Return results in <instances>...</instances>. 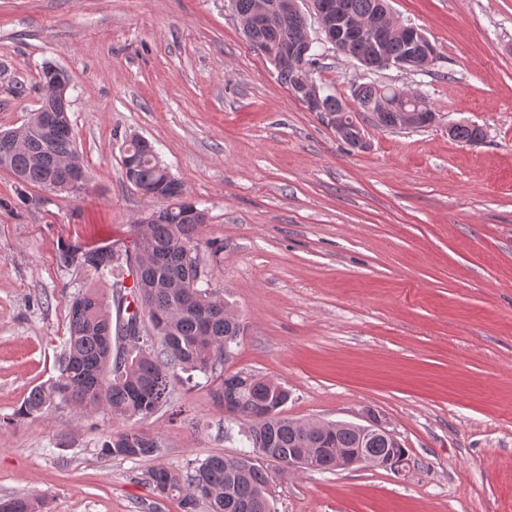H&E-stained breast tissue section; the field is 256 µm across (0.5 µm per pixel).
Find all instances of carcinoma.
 Returning a JSON list of instances; mask_svg holds the SVG:
<instances>
[{"label":"carcinoma","mask_w":512,"mask_h":512,"mask_svg":"<svg viewBox=\"0 0 512 512\" xmlns=\"http://www.w3.org/2000/svg\"><path fill=\"white\" fill-rule=\"evenodd\" d=\"M288 38L276 25L255 30L249 42L259 53ZM340 54L361 61L368 44L351 35ZM384 86L371 81L354 90L362 112L378 109ZM456 140L477 145L484 139L480 127L462 124ZM135 160L125 169L127 179L143 195L164 199L170 210L144 230H136L120 252L109 246L65 245L59 253L66 267L84 269L99 278L113 277L112 299L116 314L95 288L79 291L68 312L69 336L58 364V376L34 388L19 409L26 417L39 416L65 403L80 409L101 408L113 416L147 419L167 403L173 385L190 384L195 374L208 376L224 362L229 344L244 333L242 322L230 316L229 302L211 288H199L202 278L198 249L205 224L202 210L183 200V188L163 166L151 143L134 139L123 161ZM0 166L27 186L46 187L63 183L75 170L84 169L75 144L68 113H55V125L44 138L37 113L20 127L0 132ZM135 272L133 299L124 294V279L116 274L120 259ZM139 327V336L127 344L124 357L112 359V341L124 342L129 327ZM224 412L245 421L247 447L268 452L275 468L222 455H212L182 472L159 465L148 472L149 481L161 496L180 499L182 512H271L275 480L295 472L294 459L305 448L322 441L329 448H364L374 456L403 458L406 449L395 439L363 435L361 429L343 422L320 434L283 416L290 399L288 388L263 376L236 371L210 390ZM101 454L121 459L158 458L161 442L130 427L103 434ZM9 512H50L47 501L34 497H9Z\"/></svg>","instance_id":"1"}]
</instances>
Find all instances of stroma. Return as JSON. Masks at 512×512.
<instances>
[{
	"mask_svg": "<svg viewBox=\"0 0 512 512\" xmlns=\"http://www.w3.org/2000/svg\"><path fill=\"white\" fill-rule=\"evenodd\" d=\"M437 59L377 72L338 54L309 19L317 84L335 90L370 147L308 111L241 33L230 0H0V130L39 107L43 66L70 82L68 112L88 171L76 191L23 186L0 170V497L51 512H181L146 479L237 456L241 424L207 388L176 386L137 427L161 459L101 455L127 421L59 405L18 410L57 375L78 290L101 279L58 262L62 245L109 246L164 207L127 181L131 139L150 141L208 213L210 287L246 331L222 374L288 387L294 420L376 413L409 451L402 471L302 470L273 512H512V0H390ZM421 94L439 120L382 129L354 89ZM26 88L16 96L14 86ZM484 130L478 145L449 123ZM0 501L2 503L7 502L11 505V509L8 512H50V507L43 498L20 496L9 498L1 497Z\"/></svg>",
	"mask_w": 512,
	"mask_h": 512,
	"instance_id": "35a3bbf8",
	"label": "stroma"
}]
</instances>
